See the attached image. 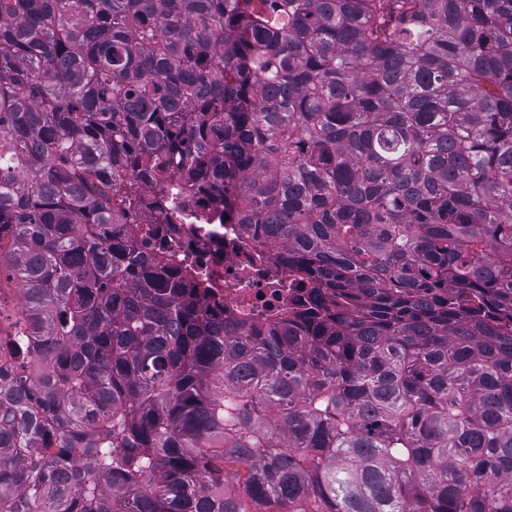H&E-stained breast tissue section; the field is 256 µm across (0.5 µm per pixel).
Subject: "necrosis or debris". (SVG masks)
I'll return each instance as SVG.
<instances>
[{"instance_id": "necrosis-or-debris-1", "label": "necrosis or debris", "mask_w": 512, "mask_h": 512, "mask_svg": "<svg viewBox=\"0 0 512 512\" xmlns=\"http://www.w3.org/2000/svg\"><path fill=\"white\" fill-rule=\"evenodd\" d=\"M149 222L161 224L163 239L150 246L161 250L165 242L199 254L208 268L198 277L196 291L204 300L219 299L227 318L245 321L258 313L272 314L298 296L287 275L271 260L269 253L247 240L236 224L214 220L205 230L192 231L179 224H162L158 213Z\"/></svg>"}]
</instances>
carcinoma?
I'll list each match as a JSON object with an SVG mask.
<instances>
[{
  "label": "carcinoma",
  "mask_w": 512,
  "mask_h": 512,
  "mask_svg": "<svg viewBox=\"0 0 512 512\" xmlns=\"http://www.w3.org/2000/svg\"><path fill=\"white\" fill-rule=\"evenodd\" d=\"M3 270L0 512H512V0H0ZM206 231H190L187 224H160L162 218L152 212L143 223L152 222L166 239H152L149 248L155 251L176 241L182 250L199 254L208 266V273L197 278L199 297L224 302L225 317L246 321L257 313L272 314L288 305L302 290L289 288L288 275L282 273L270 254L247 240L238 224H222L218 214ZM147 220V221H146Z\"/></svg>",
  "instance_id": "obj_1"
}]
</instances>
